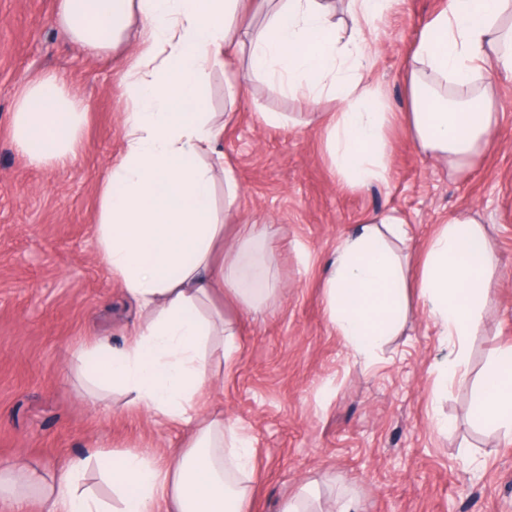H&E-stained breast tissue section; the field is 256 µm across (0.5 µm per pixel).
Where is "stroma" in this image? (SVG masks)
Listing matches in <instances>:
<instances>
[{
  "label": "stroma",
  "instance_id": "35a3bbf8",
  "mask_svg": "<svg viewBox=\"0 0 512 512\" xmlns=\"http://www.w3.org/2000/svg\"><path fill=\"white\" fill-rule=\"evenodd\" d=\"M54 6L0 0V467L27 461L49 476L91 454L89 483L97 488L117 452L162 457L184 431L119 399L101 408L80 384L61 379L96 338L122 346L139 312L95 236L99 182L122 146L126 62L69 43L51 24ZM447 7L448 0H392L365 30L370 76L395 113L383 183L343 185L319 120L335 103L312 106L256 80L247 100L229 104L238 52L208 80L211 111L231 115L219 148L239 180V211L274 229L273 293L258 316L225 301L240 351L211 395L254 442L250 512H279L303 485L315 503L351 498L360 512H512V439L473 417L485 365L512 347V74L492 60L484 65L503 121L494 147L465 174L423 156L403 117L411 50ZM49 73L88 106L80 159L65 171L28 163L9 135L17 90ZM266 112L284 123L266 124ZM392 210L408 222L414 254L455 217L477 218L495 247L486 332L469 344L466 383L441 396L436 369L447 351L418 298L370 360L346 347L327 316L324 278L337 243L365 217ZM436 416L448 420L447 432L434 430Z\"/></svg>",
  "mask_w": 512,
  "mask_h": 512
}]
</instances>
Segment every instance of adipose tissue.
I'll return each instance as SVG.
<instances>
[{"instance_id": "adipose-tissue-1", "label": "adipose tissue", "mask_w": 512, "mask_h": 512, "mask_svg": "<svg viewBox=\"0 0 512 512\" xmlns=\"http://www.w3.org/2000/svg\"><path fill=\"white\" fill-rule=\"evenodd\" d=\"M389 0H346L351 29L339 27L329 0H56L54 23L70 43L98 58L126 45L135 52L123 81L131 101L122 116L123 148L100 182L97 241L104 263L133 297L142 322L113 346L102 336L78 355L89 397L186 428L164 463L132 450L107 471L108 493L84 484L87 461L52 476L15 463L0 469V501L12 512H247L253 445L223 413L199 407L238 349V328L218 300L229 295L257 312L270 293L264 257L269 225L242 222L225 243L227 218L238 212L240 186L216 145L224 132L209 110L205 83L245 35L246 63L229 83L245 100L262 79L310 105L336 101L325 134L343 183L360 189L388 178L386 130L393 114L381 88L364 74V23ZM257 25L240 29L246 15ZM495 59L512 74V0H448L414 45L407 84V129L420 151L464 171L493 144L496 104L484 82ZM88 106L57 75L28 81L16 94L12 140L31 164L60 169L79 158ZM405 220L369 217L341 240L324 286L331 324L349 349L371 357L399 329L412 255ZM497 258L476 219L454 218L429 242L418 297L448 350L438 391L456 378L468 342L483 328ZM475 418L512 435V349L485 370Z\"/></svg>"}]
</instances>
